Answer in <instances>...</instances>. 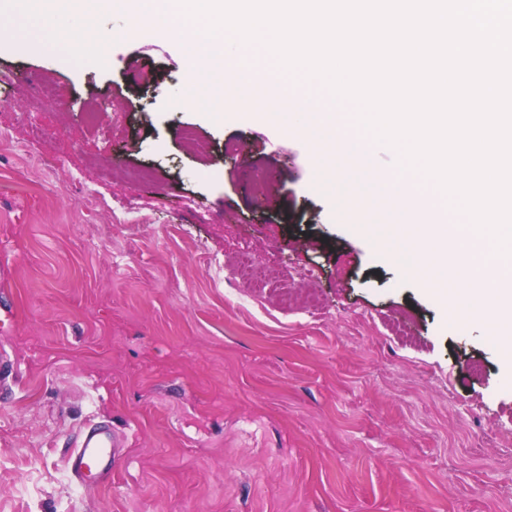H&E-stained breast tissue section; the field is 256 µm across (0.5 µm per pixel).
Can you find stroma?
Instances as JSON below:
<instances>
[{
    "instance_id": "35a3bbf8",
    "label": "stroma",
    "mask_w": 512,
    "mask_h": 512,
    "mask_svg": "<svg viewBox=\"0 0 512 512\" xmlns=\"http://www.w3.org/2000/svg\"><path fill=\"white\" fill-rule=\"evenodd\" d=\"M185 64L150 29L101 66L0 40V512H512L497 327L353 233L309 133L263 99L212 121ZM93 426L121 446L87 488ZM117 442L103 428L92 427L83 436L78 448L67 459V468L71 474L84 479L97 470L107 478L112 476V447Z\"/></svg>"
}]
</instances>
